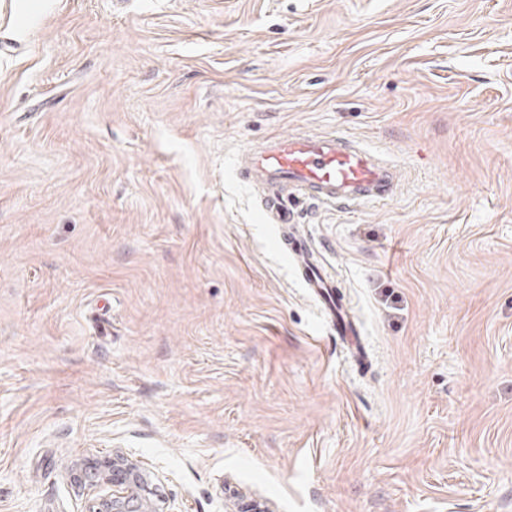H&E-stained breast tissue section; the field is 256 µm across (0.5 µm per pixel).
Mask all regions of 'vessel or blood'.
<instances>
[{
	"label": "vessel or blood",
	"mask_w": 512,
	"mask_h": 512,
	"mask_svg": "<svg viewBox=\"0 0 512 512\" xmlns=\"http://www.w3.org/2000/svg\"><path fill=\"white\" fill-rule=\"evenodd\" d=\"M238 165L250 184L262 188L267 222L284 226V244L307 288L321 300L325 316L341 321L348 357L361 360L365 346L351 338L356 321L338 306L335 280L321 273L306 236L289 226L296 221L297 206L306 202L367 205L391 199L398 188L397 169L381 153L334 133L296 134L249 145L240 151Z\"/></svg>",
	"instance_id": "b4317fda"
}]
</instances>
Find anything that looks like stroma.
<instances>
[{
    "mask_svg": "<svg viewBox=\"0 0 512 512\" xmlns=\"http://www.w3.org/2000/svg\"><path fill=\"white\" fill-rule=\"evenodd\" d=\"M336 133L391 200L304 212L247 145ZM512 512V0H0V512ZM93 471L87 473L76 468L70 474L74 482L109 488L107 493L89 502L87 512L161 511L144 493L143 481H146V478L136 463L124 457H113Z\"/></svg>",
    "mask_w": 512,
    "mask_h": 512,
    "instance_id": "35a3bbf8",
    "label": "stroma"
}]
</instances>
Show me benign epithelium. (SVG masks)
I'll return each instance as SVG.
<instances>
[{
	"instance_id": "benign-epithelium-1",
	"label": "benign epithelium",
	"mask_w": 512,
	"mask_h": 512,
	"mask_svg": "<svg viewBox=\"0 0 512 512\" xmlns=\"http://www.w3.org/2000/svg\"><path fill=\"white\" fill-rule=\"evenodd\" d=\"M70 477L80 484L109 488L89 502L87 512H159V507L144 493L141 468L124 457L108 460L91 473L77 468Z\"/></svg>"
}]
</instances>
